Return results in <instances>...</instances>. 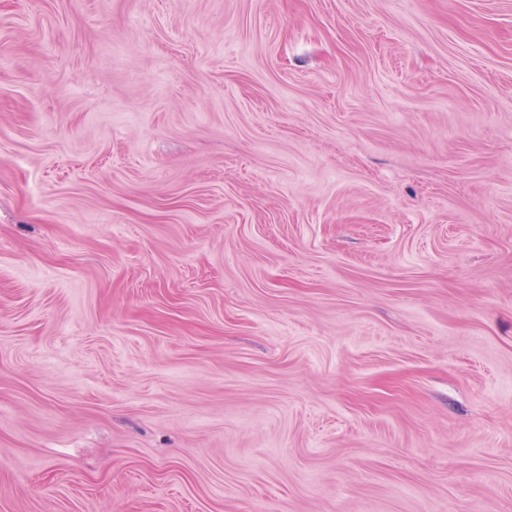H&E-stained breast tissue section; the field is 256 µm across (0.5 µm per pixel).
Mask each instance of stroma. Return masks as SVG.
Listing matches in <instances>:
<instances>
[{
	"mask_svg": "<svg viewBox=\"0 0 512 512\" xmlns=\"http://www.w3.org/2000/svg\"><path fill=\"white\" fill-rule=\"evenodd\" d=\"M0 512H512V0H0Z\"/></svg>",
	"mask_w": 512,
	"mask_h": 512,
	"instance_id": "35a3bbf8",
	"label": "stroma"
}]
</instances>
